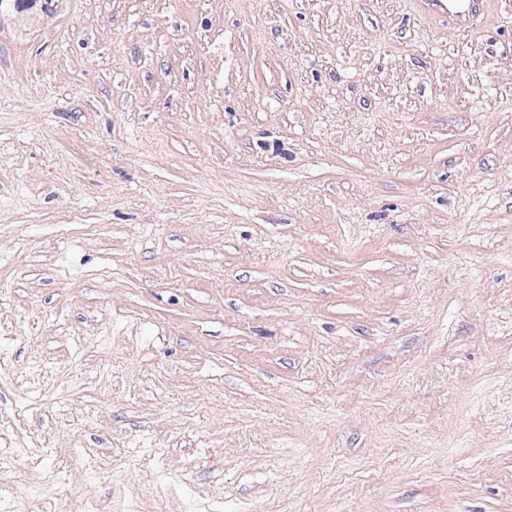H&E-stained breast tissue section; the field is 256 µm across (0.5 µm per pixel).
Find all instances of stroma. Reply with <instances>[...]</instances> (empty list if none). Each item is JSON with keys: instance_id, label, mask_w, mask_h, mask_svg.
<instances>
[{"instance_id": "obj_1", "label": "stroma", "mask_w": 512, "mask_h": 512, "mask_svg": "<svg viewBox=\"0 0 512 512\" xmlns=\"http://www.w3.org/2000/svg\"><path fill=\"white\" fill-rule=\"evenodd\" d=\"M0 0L17 512H512V0ZM487 0H416L418 10L424 14L444 17L450 33H472L475 20L484 14Z\"/></svg>"}]
</instances>
